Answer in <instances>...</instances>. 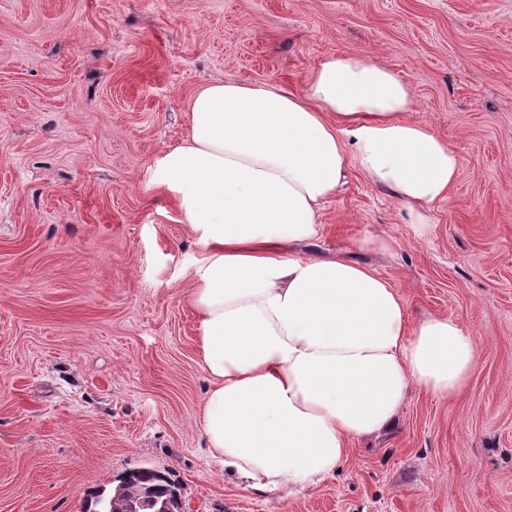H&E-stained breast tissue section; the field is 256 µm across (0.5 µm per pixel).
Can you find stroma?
Here are the masks:
<instances>
[{
	"mask_svg": "<svg viewBox=\"0 0 512 512\" xmlns=\"http://www.w3.org/2000/svg\"><path fill=\"white\" fill-rule=\"evenodd\" d=\"M330 52L406 82L460 175L420 224L350 172L292 253L370 266L483 354L319 487L259 493L206 448L197 246L151 175L201 87L299 92ZM138 468L184 512H512V0H0V512H93Z\"/></svg>",
	"mask_w": 512,
	"mask_h": 512,
	"instance_id": "1",
	"label": "stroma"
}]
</instances>
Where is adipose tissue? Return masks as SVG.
<instances>
[{"label": "adipose tissue", "instance_id": "obj_1", "mask_svg": "<svg viewBox=\"0 0 512 512\" xmlns=\"http://www.w3.org/2000/svg\"><path fill=\"white\" fill-rule=\"evenodd\" d=\"M413 110L389 67L329 53L300 93L200 89L185 141L155 169L199 246L207 448L254 490L318 487L355 440L396 426L410 391L449 400L469 381L479 349L460 318L410 321L399 290L344 253L287 254L318 237L349 172L416 215L449 199L459 155Z\"/></svg>", "mask_w": 512, "mask_h": 512}]
</instances>
